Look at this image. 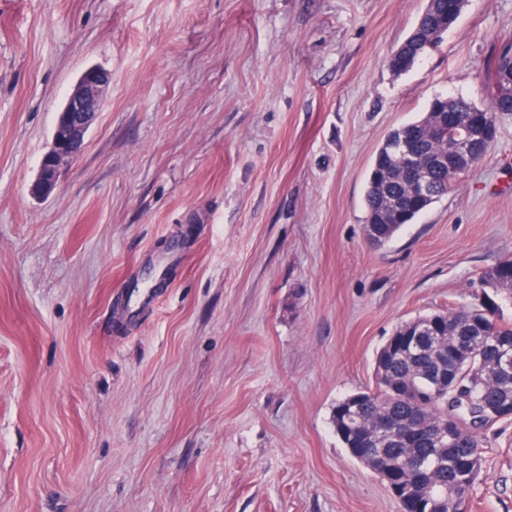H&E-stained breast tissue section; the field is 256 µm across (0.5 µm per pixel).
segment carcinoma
Segmentation results:
<instances>
[{
	"label": "carcinoma",
	"mask_w": 512,
	"mask_h": 512,
	"mask_svg": "<svg viewBox=\"0 0 512 512\" xmlns=\"http://www.w3.org/2000/svg\"><path fill=\"white\" fill-rule=\"evenodd\" d=\"M457 19L448 18V0H428L424 12L408 37L392 55L390 68L408 71ZM489 80L497 91L489 106L481 108L462 96L437 95L427 111L394 130L379 148L373 161L365 194V229L372 227L381 237L369 243L380 247L391 240L405 225L413 223L431 208L456 183L451 163L430 164L428 159L454 158L462 149L487 156L491 143L473 140L464 147L456 145L458 137L439 126L440 114L456 112L462 119L485 111L492 118L512 112V51L503 49L491 63ZM426 183L429 200L420 206L413 199L411 187ZM498 289L512 294V257L501 259ZM427 325V337L421 346L407 353L398 350L385 375L375 376L374 386L356 392L361 402L346 405L336 401L330 424L342 445L360 433L341 435V426L350 419L367 430L382 415H389L398 428L395 436L370 439L376 460L367 464L390 487L402 512H468L470 491L479 472L471 467L472 457L480 452L479 427L460 428L444 443L416 432V421L433 424L448 417L451 411L467 419H512V374L495 373L494 354L479 351L460 340L462 336H501L512 341V324L488 316L481 305L460 310L433 313Z\"/></svg>",
	"instance_id": "carcinoma-1"
}]
</instances>
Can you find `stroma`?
<instances>
[{"instance_id": "stroma-1", "label": "stroma", "mask_w": 512, "mask_h": 512, "mask_svg": "<svg viewBox=\"0 0 512 512\" xmlns=\"http://www.w3.org/2000/svg\"><path fill=\"white\" fill-rule=\"evenodd\" d=\"M425 0H0V512H399L329 424L402 322L491 299L512 256V113L386 245L365 192L438 94L487 105L512 0H466L406 73ZM112 75L36 194L83 72ZM155 303L132 308L129 287ZM469 512H512V421Z\"/></svg>"}]
</instances>
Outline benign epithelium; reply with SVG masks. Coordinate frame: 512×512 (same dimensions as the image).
<instances>
[{"mask_svg":"<svg viewBox=\"0 0 512 512\" xmlns=\"http://www.w3.org/2000/svg\"><path fill=\"white\" fill-rule=\"evenodd\" d=\"M109 83V73L89 68L69 93L59 112L51 146L40 159L35 192L48 195L56 189L61 169L81 152L85 135L100 110ZM494 136L492 118L484 112L475 113L468 138L491 141Z\"/></svg>","mask_w":512,"mask_h":512,"instance_id":"benign-epithelium-1","label":"benign epithelium"}]
</instances>
